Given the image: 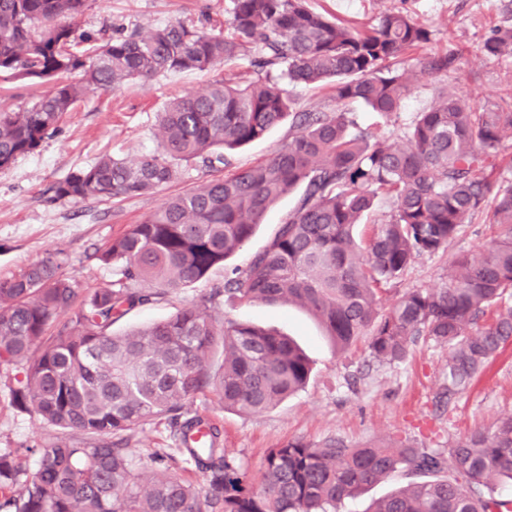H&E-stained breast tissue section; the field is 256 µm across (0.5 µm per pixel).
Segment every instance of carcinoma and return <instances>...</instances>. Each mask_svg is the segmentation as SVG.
<instances>
[{
	"mask_svg": "<svg viewBox=\"0 0 512 512\" xmlns=\"http://www.w3.org/2000/svg\"><path fill=\"white\" fill-rule=\"evenodd\" d=\"M89 0H0V76L44 83L35 101L0 110V169L33 153L62 117L94 90L134 80L249 61L255 77H230L170 100L160 113V152L135 159L102 155L55 187L59 200L102 201L163 189L182 163L229 165L228 152L285 122L293 133L263 161L172 195L112 239L99 259L115 279L83 289L49 255L0 278V363L20 365L13 403L80 434L38 449L25 479L0 453V512H337L343 500L399 473L408 482L372 512H512L496 487L512 485V417L446 450L407 444L348 448L299 440L267 451L258 486L221 447L205 418H182V403L208 391L224 409L262 413L302 390L312 361L291 338L231 318L208 299L124 332L112 326L132 309L186 288L234 256L271 207L301 190L264 250L224 281L227 300L304 308L341 350L367 337L379 362L404 361L425 336L448 348L446 392L466 391L512 340V102L475 107L448 83L394 140L362 128L358 101L389 120L411 91L409 55L430 31L409 13L382 12L358 29L311 11L306 0H231L227 31L183 21L99 40L72 21ZM482 54L512 58V25L493 28ZM457 56L419 59L440 77ZM329 85L336 108L294 111L288 87ZM392 208L371 235L378 196ZM479 218L498 229L493 243L458 254L448 280L410 288L388 311L380 293L416 259L443 252ZM57 333L48 334L51 327ZM219 369L211 371L216 346ZM167 415L178 453L202 474L195 488L167 470L144 477L123 434ZM198 434L197 442L191 435Z\"/></svg>",
	"mask_w": 512,
	"mask_h": 512,
	"instance_id": "1",
	"label": "carcinoma"
}]
</instances>
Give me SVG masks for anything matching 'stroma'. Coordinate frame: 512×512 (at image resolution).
<instances>
[{
  "label": "stroma",
  "instance_id": "stroma-1",
  "mask_svg": "<svg viewBox=\"0 0 512 512\" xmlns=\"http://www.w3.org/2000/svg\"><path fill=\"white\" fill-rule=\"evenodd\" d=\"M308 6L364 28L373 25L382 11H408L431 32L430 42L418 50V57L457 53L456 84L474 104L512 96V58L487 57L479 51L492 28L512 24V0H308ZM229 7L230 0H90L76 25L97 33L114 25L144 29L180 19L220 28ZM411 70V92L398 119L383 122L359 105L355 117L361 125L379 127L393 139L418 112L429 108L438 80L419 65H412ZM225 74L222 68L169 74L95 93L67 113L34 153L0 170V278L58 253L66 260L65 272L75 276L80 287L94 288L111 281L112 268L98 255L112 238L141 222L164 195L216 178V170L199 163L185 164L181 178L164 192L108 202L56 199L57 183L102 154L135 158L157 153V114L166 102L189 90H205ZM296 201L293 194L281 199L226 267L215 268L193 286L132 310L114 324V331L169 317L210 295L213 288L223 287L225 268L245 267L266 246ZM494 236L489 225H465L445 252L413 263L404 279L384 294V304H391L406 289L427 288L446 279L456 254L490 245ZM210 311L219 319L229 317L292 336L313 362V374L304 390L260 414L224 409L212 393L185 402V416L200 414L217 425L226 455L251 476H258L268 449L291 440L317 444L335 440L351 448L409 442L444 450L459 438L493 430L501 419L512 416V342L466 393L450 399L444 395L448 352L427 338L419 339L405 361L386 364L372 359L363 339L347 350L336 349L324 329L295 305L230 303L220 296ZM67 436L66 430L17 408L8 387L0 382L1 452H17L32 472L37 467V449ZM125 438L134 454L143 458H168L175 445L163 418L127 432Z\"/></svg>",
  "mask_w": 512,
  "mask_h": 512
}]
</instances>
